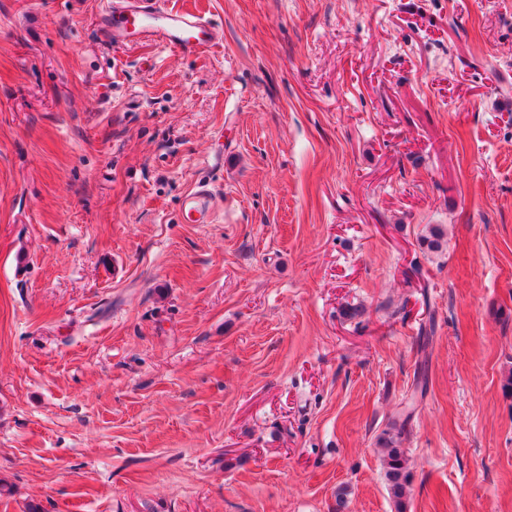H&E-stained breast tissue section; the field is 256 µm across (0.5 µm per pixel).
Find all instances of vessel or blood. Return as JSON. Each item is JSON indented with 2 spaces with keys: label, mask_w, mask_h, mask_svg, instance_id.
I'll return each mask as SVG.
<instances>
[{
  "label": "vessel or blood",
  "mask_w": 512,
  "mask_h": 512,
  "mask_svg": "<svg viewBox=\"0 0 512 512\" xmlns=\"http://www.w3.org/2000/svg\"><path fill=\"white\" fill-rule=\"evenodd\" d=\"M98 33L115 47L151 43L169 51L195 53L221 46L224 27L200 10L176 8L169 0H100ZM188 221L211 223L215 213L213 193L197 186L184 200Z\"/></svg>",
  "instance_id": "1"
}]
</instances>
